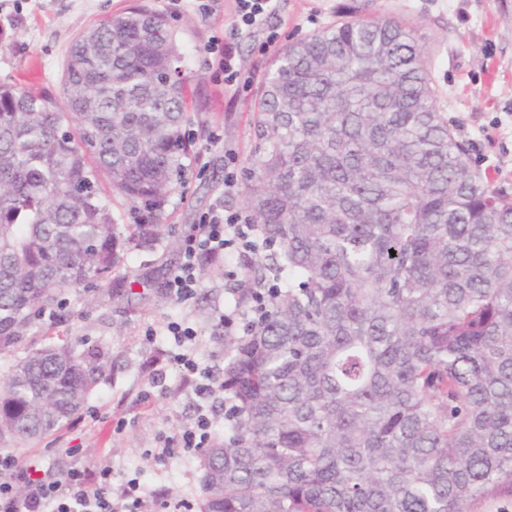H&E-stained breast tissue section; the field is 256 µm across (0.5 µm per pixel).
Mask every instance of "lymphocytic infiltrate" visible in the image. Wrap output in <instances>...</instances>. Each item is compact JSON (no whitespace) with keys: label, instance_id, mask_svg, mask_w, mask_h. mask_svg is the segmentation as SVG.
I'll list each match as a JSON object with an SVG mask.
<instances>
[{"label":"lymphocytic infiltrate","instance_id":"1","mask_svg":"<svg viewBox=\"0 0 512 512\" xmlns=\"http://www.w3.org/2000/svg\"><path fill=\"white\" fill-rule=\"evenodd\" d=\"M250 225L214 208L184 235L182 260L169 274L164 288L174 302L190 300L200 286L202 257L223 256L225 250L250 248ZM147 496L136 481L120 491L112 489V473L72 468L55 475L36 459H20L0 452V512H143Z\"/></svg>","mask_w":512,"mask_h":512}]
</instances>
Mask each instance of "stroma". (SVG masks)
<instances>
[{"mask_svg": "<svg viewBox=\"0 0 512 512\" xmlns=\"http://www.w3.org/2000/svg\"><path fill=\"white\" fill-rule=\"evenodd\" d=\"M141 3L166 13L178 34L190 88L205 104L203 123L186 127L195 143L186 183L165 202L160 239L130 254L125 273L112 282L64 291L53 320H37L21 344L0 351V379L16 360L58 336L81 352L103 349L109 366L74 420L39 442L15 446V454L39 456L56 473L107 466L113 488L134 479L146 493L195 503L202 492L200 455L160 459L156 452L202 410L216 438H223L224 395H196L194 379L174 360L180 348L167 326L176 321L194 327L192 347L201 367L221 379L220 317L239 314L235 286L251 254L229 251L223 261L204 264L201 286L186 303H173L164 283L181 260L180 241L203 213L217 205L228 213L246 212L242 186L254 159V110L275 56L288 41L337 20L347 7L416 22L449 128L469 145L492 185L512 195V0H277L264 24L243 37L231 33L234 0H183L175 13L165 0H0V83L60 95L63 65L77 35ZM216 39L231 45L239 64L235 86H226L215 72L207 47ZM230 172L237 182L232 190L224 187ZM132 276L139 285H129ZM121 419L127 426L120 431ZM71 447L82 448L83 456H68Z\"/></svg>", "mask_w": 512, "mask_h": 512, "instance_id": "obj_1", "label": "stroma"}]
</instances>
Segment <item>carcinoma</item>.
<instances>
[{
	"instance_id": "carcinoma-1",
	"label": "carcinoma",
	"mask_w": 512,
	"mask_h": 512,
	"mask_svg": "<svg viewBox=\"0 0 512 512\" xmlns=\"http://www.w3.org/2000/svg\"><path fill=\"white\" fill-rule=\"evenodd\" d=\"M181 58L139 4L82 32L61 99L0 84V349L159 239L193 150ZM253 134L246 323L224 336L199 512H471L512 494V197L448 127L418 29L348 13L288 43ZM114 195L147 221L117 223ZM102 372L66 341L21 358L0 442L64 426Z\"/></svg>"
}]
</instances>
